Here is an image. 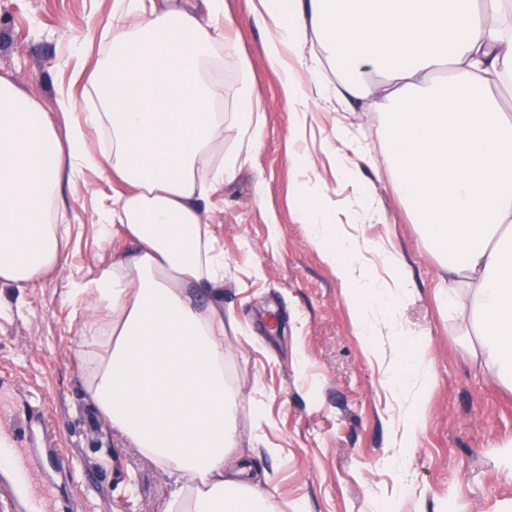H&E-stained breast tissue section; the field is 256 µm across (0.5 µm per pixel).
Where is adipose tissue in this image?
<instances>
[{"mask_svg":"<svg viewBox=\"0 0 512 512\" xmlns=\"http://www.w3.org/2000/svg\"><path fill=\"white\" fill-rule=\"evenodd\" d=\"M264 49L284 73L289 104L304 92L289 59L319 44L345 77L336 95L369 99L395 183L426 241L441 251V285L463 296L481 354L512 385V0H259ZM235 25L224 0H114L112 37L95 83L100 103L85 124L112 150L91 156L80 128L59 138L40 103L0 80V288H26L60 267L56 223L76 165L110 170L128 185L99 226L129 247L93 277L74 282L93 314L81 338L85 393L112 431L168 476L161 512H272L246 460L242 396L224 376V251L201 206L242 167L240 153L212 162L224 119L203 73ZM260 101L241 77L237 110L249 146L262 138ZM328 188L308 179L295 219L347 290L361 335L392 336L412 377L423 363L386 303L408 283L387 253L388 294L364 300L367 244L344 235Z\"/></svg>","mask_w":512,"mask_h":512,"instance_id":"ef3b65f1","label":"adipose tissue"}]
</instances>
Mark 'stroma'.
<instances>
[{
	"instance_id": "1",
	"label": "stroma",
	"mask_w": 512,
	"mask_h": 512,
	"mask_svg": "<svg viewBox=\"0 0 512 512\" xmlns=\"http://www.w3.org/2000/svg\"><path fill=\"white\" fill-rule=\"evenodd\" d=\"M113 0H0V79L35 98L66 137L78 113L94 108V72L112 30ZM258 0H224L236 20L210 65L214 97L226 117L215 158L243 147L231 120L241 74L262 105L263 136L235 178L211 193L206 218L224 250V372L258 405L242 404L241 447L273 479L274 512H512V388L486 365L472 325L440 297L441 269L387 169H365L374 216L352 188L338 184L323 151L336 125L382 147L376 116L363 101L310 95V126L291 133L281 74L264 51ZM76 109L62 112L59 99ZM307 154L332 200L353 203L349 235L378 242L366 277L389 281L383 250L399 253L410 286L394 314L431 364L425 422L411 447L400 425L419 391L398 385L386 362L367 351L331 266L294 219L295 155ZM124 184L77 166L65 184V261L37 284L0 290V374L33 419L45 447L74 467L54 498L79 500L81 512H160L174 485L151 461L92 416L79 357L86 312L70 300V281L94 275L122 238L102 243L97 215Z\"/></svg>"
}]
</instances>
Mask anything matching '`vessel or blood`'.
I'll list each match as a JSON object with an SVG mask.
<instances>
[{"label":"vessel or blood","mask_w":512,"mask_h":512,"mask_svg":"<svg viewBox=\"0 0 512 512\" xmlns=\"http://www.w3.org/2000/svg\"><path fill=\"white\" fill-rule=\"evenodd\" d=\"M58 449L39 447L30 419L14 412L0 425V512H50L33 485L41 474L59 473Z\"/></svg>","instance_id":"obj_1"}]
</instances>
